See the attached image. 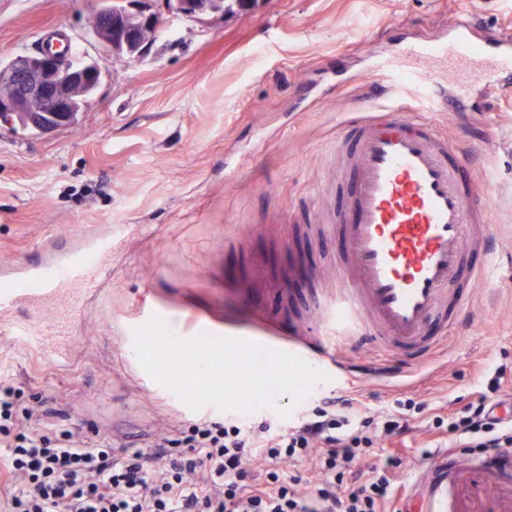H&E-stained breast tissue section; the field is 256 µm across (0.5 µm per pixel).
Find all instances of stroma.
I'll use <instances>...</instances> for the list:
<instances>
[{
    "instance_id": "35a3bbf8",
    "label": "stroma",
    "mask_w": 512,
    "mask_h": 512,
    "mask_svg": "<svg viewBox=\"0 0 512 512\" xmlns=\"http://www.w3.org/2000/svg\"><path fill=\"white\" fill-rule=\"evenodd\" d=\"M92 0H0V60L67 38L99 57L88 33ZM461 12L492 32L512 29V0H261L248 14L171 21L137 62L108 57L77 127L39 134L0 128V265L36 260L65 236L121 227L103 281L74 332L71 360L50 364L0 338V378L41 398L45 420L76 424L130 450H148L191 420L151 386L132 349L138 307L184 338L240 337L277 349L312 336L315 295L336 293L345 243L325 219L346 204L320 196L336 179V129L354 103L390 100L361 76L407 40L443 36ZM100 58V57H99ZM415 112L463 146L490 209L492 276L471 292L458 324L412 374L329 377L301 403L278 395L255 422L289 426L342 391L369 413L400 399L434 405L486 392L480 364L512 377V90L475 93L466 110L428 102ZM284 286L271 292V283ZM396 473L413 512H512V464L459 448L446 453L421 414Z\"/></svg>"
}]
</instances>
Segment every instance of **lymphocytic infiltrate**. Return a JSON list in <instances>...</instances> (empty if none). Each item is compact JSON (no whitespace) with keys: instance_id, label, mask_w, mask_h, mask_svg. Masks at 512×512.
I'll return each mask as SVG.
<instances>
[{"instance_id":"lymphocytic-infiltrate-1","label":"lymphocytic infiltrate","mask_w":512,"mask_h":512,"mask_svg":"<svg viewBox=\"0 0 512 512\" xmlns=\"http://www.w3.org/2000/svg\"><path fill=\"white\" fill-rule=\"evenodd\" d=\"M501 407L512 398L497 367L486 394L436 408L432 426L447 429L451 447L505 455L512 422L498 415ZM41 417L40 406H21L13 384L0 381V494L10 512H393L397 457L381 467L363 458L378 435L395 446L410 431L404 413L377 419L343 394L322 398L280 432L252 426L245 411L227 422L197 420L147 453L115 450ZM292 461L307 463L312 484L285 472Z\"/></svg>"}]
</instances>
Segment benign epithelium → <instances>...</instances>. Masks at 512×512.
Listing matches in <instances>:
<instances>
[{"mask_svg": "<svg viewBox=\"0 0 512 512\" xmlns=\"http://www.w3.org/2000/svg\"><path fill=\"white\" fill-rule=\"evenodd\" d=\"M89 20L93 38L107 55L139 60L151 41L144 34L164 27L168 18L194 21L201 6L197 0H156V8L143 9L138 0H95ZM65 48L45 47L35 54L0 62V124L12 125L20 112L31 113L30 124L39 133H51L76 125L89 94L105 74L97 60L63 56Z\"/></svg>", "mask_w": 512, "mask_h": 512, "instance_id": "benign-epithelium-1", "label": "benign epithelium"}]
</instances>
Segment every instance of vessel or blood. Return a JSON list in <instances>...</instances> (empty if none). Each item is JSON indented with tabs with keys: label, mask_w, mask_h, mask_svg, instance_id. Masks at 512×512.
<instances>
[{
	"label": "vessel or blood",
	"mask_w": 512,
	"mask_h": 512,
	"mask_svg": "<svg viewBox=\"0 0 512 512\" xmlns=\"http://www.w3.org/2000/svg\"><path fill=\"white\" fill-rule=\"evenodd\" d=\"M482 72L488 88L512 83V37L475 36L463 15L448 39L404 43L394 56L375 60L364 77L409 80L428 95L444 84L449 103L462 107ZM356 109L358 119L341 126L333 147L343 162L340 178L353 183L347 209L335 219L346 242L341 290L322 306L319 334L299 356L341 371L345 364L329 339L356 337L385 346L402 367L416 369L438 347L427 325L470 306L469 293L449 296V285L488 277L487 266L468 264L473 250H490L488 210L469 203L468 158L432 122L416 119L406 102L377 113L362 100ZM112 241L108 233L78 239L67 252L0 268V335L47 361L67 362L72 332L106 273ZM43 304L59 310L57 321L13 317Z\"/></svg>",
	"instance_id": "1"
}]
</instances>
